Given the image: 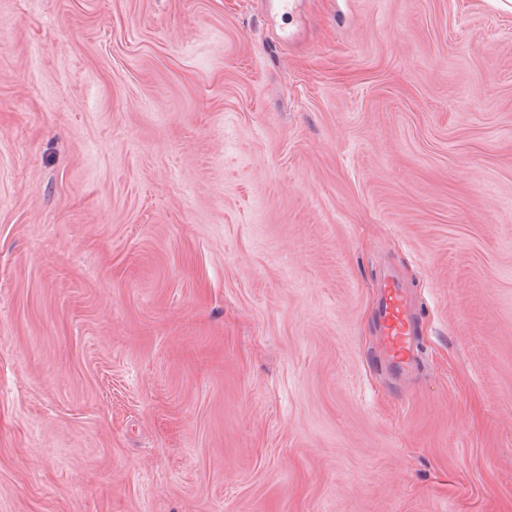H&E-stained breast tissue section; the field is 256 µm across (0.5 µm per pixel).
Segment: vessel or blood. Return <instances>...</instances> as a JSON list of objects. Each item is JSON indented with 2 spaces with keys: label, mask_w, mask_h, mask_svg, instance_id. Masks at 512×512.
<instances>
[{
  "label": "vessel or blood",
  "mask_w": 512,
  "mask_h": 512,
  "mask_svg": "<svg viewBox=\"0 0 512 512\" xmlns=\"http://www.w3.org/2000/svg\"><path fill=\"white\" fill-rule=\"evenodd\" d=\"M379 330L391 365L399 370L412 367L418 353L413 339L415 323L401 287L392 279L384 285Z\"/></svg>",
  "instance_id": "b4317fda"
}]
</instances>
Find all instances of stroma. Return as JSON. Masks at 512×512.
<instances>
[{
  "mask_svg": "<svg viewBox=\"0 0 512 512\" xmlns=\"http://www.w3.org/2000/svg\"><path fill=\"white\" fill-rule=\"evenodd\" d=\"M0 512H512V0H0ZM379 330L391 365L399 370L412 367L418 353L412 337L415 323L408 312L402 288L394 279L384 284Z\"/></svg>",
  "mask_w": 512,
  "mask_h": 512,
  "instance_id": "obj_1",
  "label": "stroma"
}]
</instances>
